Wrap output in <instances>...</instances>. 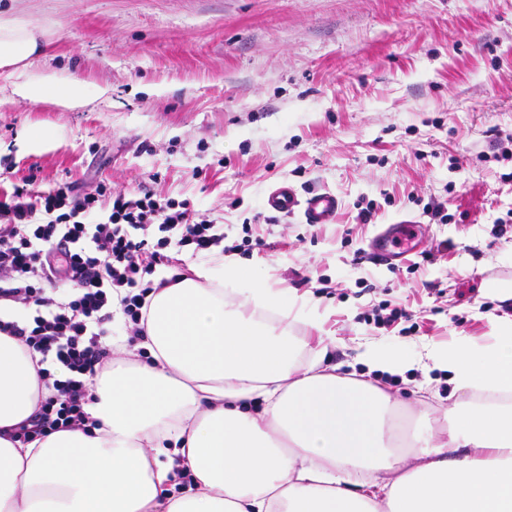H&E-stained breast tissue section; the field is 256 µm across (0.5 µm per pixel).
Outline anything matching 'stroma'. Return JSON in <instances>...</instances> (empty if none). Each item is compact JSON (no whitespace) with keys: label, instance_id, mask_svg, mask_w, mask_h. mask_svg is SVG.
<instances>
[{"label":"stroma","instance_id":"35a3bbf8","mask_svg":"<svg viewBox=\"0 0 512 512\" xmlns=\"http://www.w3.org/2000/svg\"><path fill=\"white\" fill-rule=\"evenodd\" d=\"M0 13L47 30L46 65L96 96L73 112L18 103L0 73V192L32 175L42 190L105 179L189 200L239 264L320 318L327 363L358 373L366 343L413 356L485 343L512 318L492 290L512 282V0H0ZM281 183L334 193L335 223L269 212ZM405 218L431 253L413 254L414 273L368 256ZM248 235L266 249L241 251ZM396 308L407 331L376 324ZM383 383L411 404L454 392L440 371Z\"/></svg>","mask_w":512,"mask_h":512}]
</instances>
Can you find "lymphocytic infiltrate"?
<instances>
[{
    "label": "lymphocytic infiltrate",
    "mask_w": 512,
    "mask_h": 512,
    "mask_svg": "<svg viewBox=\"0 0 512 512\" xmlns=\"http://www.w3.org/2000/svg\"><path fill=\"white\" fill-rule=\"evenodd\" d=\"M225 240L223 225L188 201L153 191L86 189L73 182L51 190L32 179L0 196V303L23 305L24 320L0 319V331L18 337L50 364L42 376L38 411L20 440L88 422L87 381L110 356L102 339L121 315L127 335L142 338V307L157 266L170 249L205 255ZM61 290L55 301L46 288Z\"/></svg>",
    "instance_id": "1"
}]
</instances>
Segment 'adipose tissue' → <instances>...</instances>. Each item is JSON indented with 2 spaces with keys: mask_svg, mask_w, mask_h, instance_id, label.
Here are the masks:
<instances>
[{
  "mask_svg": "<svg viewBox=\"0 0 512 512\" xmlns=\"http://www.w3.org/2000/svg\"><path fill=\"white\" fill-rule=\"evenodd\" d=\"M48 34L0 15L16 101L64 110L80 77L34 60ZM149 355L93 383L91 427L16 442L37 408L40 355L0 332V512H512V319L409 357L367 344L369 372L451 373L456 401L400 417L386 389L323 364L317 317L254 269L216 257L153 289ZM314 332L309 360L289 329ZM192 482L174 493L176 472Z\"/></svg>",
  "mask_w": 512,
  "mask_h": 512,
  "instance_id": "obj_1",
  "label": "adipose tissue"
}]
</instances>
